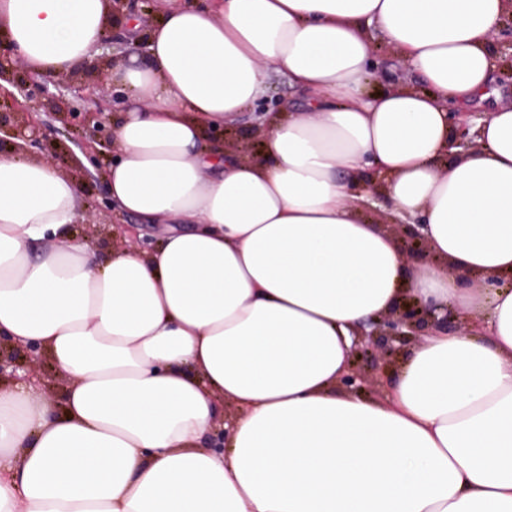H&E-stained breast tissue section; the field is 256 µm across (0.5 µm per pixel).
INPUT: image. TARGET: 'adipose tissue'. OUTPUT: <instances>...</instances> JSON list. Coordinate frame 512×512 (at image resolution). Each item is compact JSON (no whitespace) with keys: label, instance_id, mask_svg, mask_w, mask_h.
<instances>
[{"label":"adipose tissue","instance_id":"obj_1","mask_svg":"<svg viewBox=\"0 0 512 512\" xmlns=\"http://www.w3.org/2000/svg\"><path fill=\"white\" fill-rule=\"evenodd\" d=\"M109 9L0 0L19 66L91 63L120 94L111 202L169 227L98 259L76 176L0 155V336L66 380L60 414L0 383V512H512V103L467 114L512 0H159L114 64ZM377 32L419 85L370 91ZM273 69L302 108L224 153ZM368 185L425 255L367 217ZM407 299L465 323L412 343L386 400L346 390L357 328ZM246 122L247 121L244 120L239 127L230 131L225 130V133L228 135V139H226L228 142L226 148H235L239 146L238 148L247 151L249 154L255 153L259 150V144L248 135Z\"/></svg>","mask_w":512,"mask_h":512}]
</instances>
